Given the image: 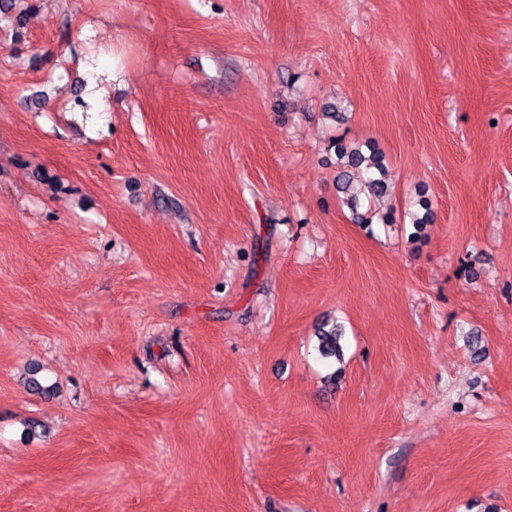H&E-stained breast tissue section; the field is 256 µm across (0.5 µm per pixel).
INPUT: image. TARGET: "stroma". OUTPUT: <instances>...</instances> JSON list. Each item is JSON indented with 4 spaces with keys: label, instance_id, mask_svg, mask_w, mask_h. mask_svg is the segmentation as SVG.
<instances>
[{
    "label": "stroma",
    "instance_id": "35a3bbf8",
    "mask_svg": "<svg viewBox=\"0 0 512 512\" xmlns=\"http://www.w3.org/2000/svg\"><path fill=\"white\" fill-rule=\"evenodd\" d=\"M0 512H512V0H0ZM331 147L334 148L339 169L337 186L338 189H341L339 192L344 194L341 201L351 210L355 220L359 224H372L373 218L377 216L381 224H394L396 220L392 210L376 213L371 210L369 205L365 212H358L359 208H361L359 195L364 193L365 189L368 190V196L370 197H380L387 193L388 186L383 178L385 169L382 164V158L371 149L370 154L365 156L359 146L346 143L342 138L336 139ZM371 170H373L374 175L377 172L380 177L362 178L359 188L353 185L354 174H363L364 172L368 174Z\"/></svg>",
    "mask_w": 512,
    "mask_h": 512
}]
</instances>
